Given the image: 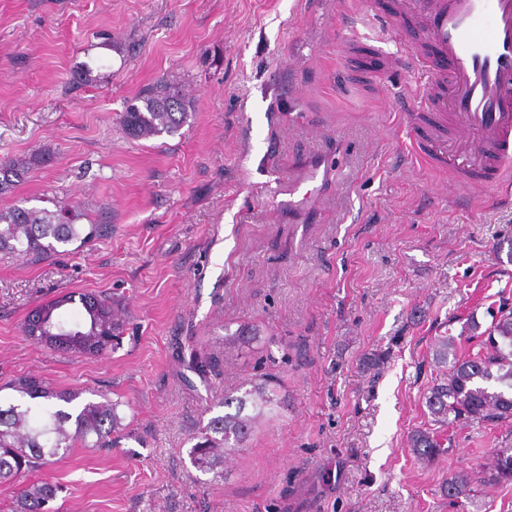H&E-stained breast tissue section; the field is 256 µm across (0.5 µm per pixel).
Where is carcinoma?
<instances>
[{"mask_svg":"<svg viewBox=\"0 0 512 512\" xmlns=\"http://www.w3.org/2000/svg\"><path fill=\"white\" fill-rule=\"evenodd\" d=\"M192 102L181 87L166 77L157 80L126 102L120 116L124 134L134 140H148L177 134L188 118ZM34 152L22 159H0V193L24 180L42 162ZM53 208L19 207L0 209V252L15 253L37 264L51 260L68 247H80L112 236V225L98 220L87 224L85 210L67 200L52 201ZM78 304L81 320H62L59 310ZM47 324L56 341L46 342L28 330L31 321ZM466 339L478 341L477 351H468L448 362L456 349L452 336H440L434 344V359L442 373L425 394V405L433 428L418 429L411 435L412 450L427 459L446 452L440 433L457 424L495 425L512 420V308L499 307L491 324L480 330L472 322L465 326ZM21 331L30 342L48 346L63 354L97 356L112 349L123 332L121 310L106 295L71 292L34 307L25 317ZM192 365L217 376L221 360L212 354L191 353ZM22 398L44 400L34 407L28 403L0 404V483L29 474L71 448H107L112 432L119 425L121 401L109 397L87 402L74 409L79 394L53 389L41 379L22 375L11 384ZM284 401L268 380L252 385L241 396L224 395V406L235 412L211 417L194 436L189 456L191 465L215 479L224 478V460L243 447L254 430L257 418L278 411ZM490 477L495 481L512 479V446L495 450ZM448 499L469 497L472 489L466 475L448 482ZM62 487L55 483L30 482L12 502L11 512H48Z\"/></svg>","mask_w":512,"mask_h":512,"instance_id":"cac0c4a2","label":"carcinoma"}]
</instances>
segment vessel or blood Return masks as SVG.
Returning a JSON list of instances; mask_svg holds the SVG:
<instances>
[{"instance_id": "b4317fda", "label": "vessel or blood", "mask_w": 512, "mask_h": 512, "mask_svg": "<svg viewBox=\"0 0 512 512\" xmlns=\"http://www.w3.org/2000/svg\"><path fill=\"white\" fill-rule=\"evenodd\" d=\"M416 21L407 51L426 70L404 114L416 157L459 185L497 189L512 171V0H401ZM463 131L448 144L447 128Z\"/></svg>"}]
</instances>
